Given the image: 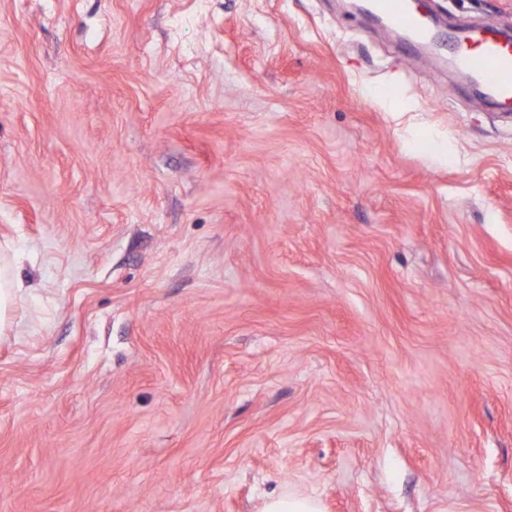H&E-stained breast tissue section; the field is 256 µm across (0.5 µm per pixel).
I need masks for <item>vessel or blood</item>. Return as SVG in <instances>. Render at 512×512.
I'll return each mask as SVG.
<instances>
[{
    "label": "vessel or blood",
    "instance_id": "1",
    "mask_svg": "<svg viewBox=\"0 0 512 512\" xmlns=\"http://www.w3.org/2000/svg\"><path fill=\"white\" fill-rule=\"evenodd\" d=\"M374 8L393 24L421 31V19L408 0H374ZM459 66L475 75L495 102L512 106V41L502 38L493 26L465 36L454 51Z\"/></svg>",
    "mask_w": 512,
    "mask_h": 512
}]
</instances>
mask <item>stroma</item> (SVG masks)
Returning a JSON list of instances; mask_svg holds the SVG:
<instances>
[{
  "label": "stroma",
  "mask_w": 512,
  "mask_h": 512,
  "mask_svg": "<svg viewBox=\"0 0 512 512\" xmlns=\"http://www.w3.org/2000/svg\"><path fill=\"white\" fill-rule=\"evenodd\" d=\"M0 0V512H512V0ZM374 9L385 15L393 24L424 34L421 19L409 6L408 0H373ZM454 50L459 66L475 75L495 102L512 106V44L488 24L460 40ZM20 281L13 265L3 251H0V340L13 336L17 340L22 336L19 324L10 316L13 304L20 295ZM262 512H322V509L319 500L314 497L288 495L266 502Z\"/></svg>",
  "instance_id": "stroma-1"
}]
</instances>
